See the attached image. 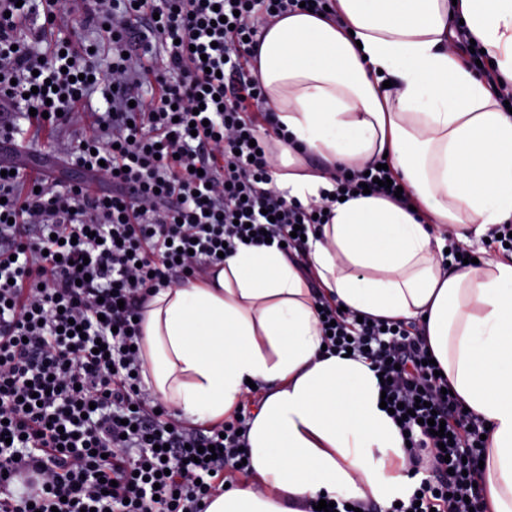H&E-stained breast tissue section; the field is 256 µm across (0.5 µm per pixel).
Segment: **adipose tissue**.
<instances>
[{
    "mask_svg": "<svg viewBox=\"0 0 512 512\" xmlns=\"http://www.w3.org/2000/svg\"><path fill=\"white\" fill-rule=\"evenodd\" d=\"M512 84V0H336L291 12L250 56L283 133L272 184L321 202L331 172L377 160L406 200L332 204L308 235V266L347 312L415 321L448 387L487 423L478 497L512 512V261L446 266L447 240L512 222V113L461 63L462 38ZM323 170L307 171L303 157ZM143 375L179 418L219 421L250 386V476L206 512H304L326 496L369 508L403 497L409 458L375 371L323 350L315 297L293 258L241 245L210 282L162 288L143 311Z\"/></svg>",
    "mask_w": 512,
    "mask_h": 512,
    "instance_id": "1",
    "label": "adipose tissue"
}]
</instances>
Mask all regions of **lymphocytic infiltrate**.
<instances>
[{
	"instance_id": "lymphocytic-infiltrate-1",
	"label": "lymphocytic infiltrate",
	"mask_w": 512,
	"mask_h": 512,
	"mask_svg": "<svg viewBox=\"0 0 512 512\" xmlns=\"http://www.w3.org/2000/svg\"><path fill=\"white\" fill-rule=\"evenodd\" d=\"M0 0V143L15 114L35 129L83 123L99 86L108 109L61 159L88 181L29 177L0 159V512H205L227 473L249 472L245 419L185 423L141 376L137 321L153 291L201 283L220 251L327 223L332 201L302 205L270 187V106L247 60L257 22L333 0ZM106 27L111 57L76 39ZM61 32L48 52L39 45ZM166 59L146 64L154 43ZM158 91L144 100L142 89ZM108 181L109 190L90 179ZM328 349L381 373L417 484L387 512H468L482 478L485 423L464 413L409 325L357 322L319 295ZM106 352H96V344ZM443 421L441 439L428 418ZM217 446L215 459L198 460Z\"/></svg>"
}]
</instances>
